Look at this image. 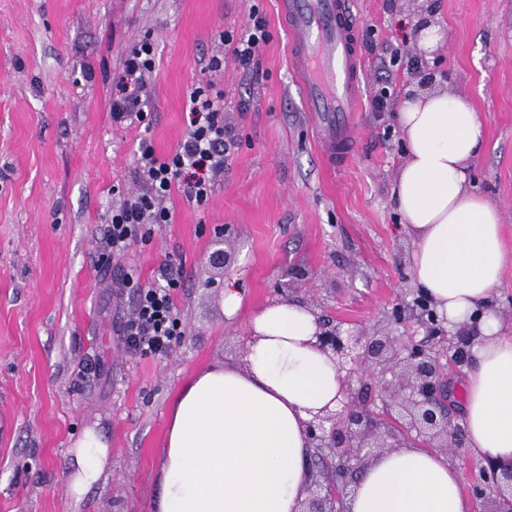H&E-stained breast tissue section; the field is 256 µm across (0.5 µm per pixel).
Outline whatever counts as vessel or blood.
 <instances>
[{
	"instance_id": "1",
	"label": "vessel or blood",
	"mask_w": 512,
	"mask_h": 512,
	"mask_svg": "<svg viewBox=\"0 0 512 512\" xmlns=\"http://www.w3.org/2000/svg\"><path fill=\"white\" fill-rule=\"evenodd\" d=\"M278 11L288 34L290 68L318 129L322 157L329 168H340L362 109L364 71L350 0H278Z\"/></svg>"
}]
</instances>
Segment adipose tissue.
Here are the masks:
<instances>
[{
  "label": "adipose tissue",
  "instance_id": "1",
  "mask_svg": "<svg viewBox=\"0 0 512 512\" xmlns=\"http://www.w3.org/2000/svg\"><path fill=\"white\" fill-rule=\"evenodd\" d=\"M407 153L394 187L414 242L411 267L449 329L478 317L465 384L463 429L475 463L512 462V332L489 310L505 253L497 207L471 186L484 131L466 94L412 93L397 114ZM304 305L275 302L250 320L245 364L194 375L173 402L154 512H300L309 477L305 424L335 406V362L314 346ZM107 443L78 439L71 488L103 473ZM449 457L406 446L383 451L345 496L347 512H471Z\"/></svg>",
  "mask_w": 512,
  "mask_h": 512
}]
</instances>
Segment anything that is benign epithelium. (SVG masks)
I'll return each instance as SVG.
<instances>
[{"mask_svg": "<svg viewBox=\"0 0 512 512\" xmlns=\"http://www.w3.org/2000/svg\"><path fill=\"white\" fill-rule=\"evenodd\" d=\"M415 304L426 316L425 325L445 334L444 319L424 294ZM316 347L342 374L341 400L339 408L325 409L306 423L311 447L323 464L310 471L302 512H343L346 491L369 462L372 448H400L411 435L454 453L466 447L445 400L444 366L433 349L390 330L369 336L322 319ZM372 396L381 401L380 415L369 409ZM473 491L480 499L494 495V512H512V463L487 461Z\"/></svg>", "mask_w": 512, "mask_h": 512, "instance_id": "obj_1", "label": "benign epithelium"}]
</instances>
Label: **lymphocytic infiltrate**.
<instances>
[{"mask_svg": "<svg viewBox=\"0 0 512 512\" xmlns=\"http://www.w3.org/2000/svg\"><path fill=\"white\" fill-rule=\"evenodd\" d=\"M245 33L222 34L235 65L245 74L259 69V49L269 40L267 22L252 13ZM156 66V53L150 40H141L126 54L122 74L112 92L111 114L116 124H145L149 92L146 77ZM188 132L172 153L157 155L149 141L139 145L137 174L140 186L124 194L108 222L106 247L124 255L136 230L147 224H168L172 212L166 205L173 189H182L187 201L205 203L224 177V165L232 136L224 125V94L213 84L192 89L188 96ZM178 286L174 274L139 289L133 317L121 329V341L128 352L162 354L169 350L174 336L180 335V319L173 292Z\"/></svg>", "mask_w": 512, "mask_h": 512, "instance_id": "f902f5d3", "label": "lymphocytic infiltrate"}]
</instances>
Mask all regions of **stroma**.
Instances as JSON below:
<instances>
[{"mask_svg":"<svg viewBox=\"0 0 512 512\" xmlns=\"http://www.w3.org/2000/svg\"><path fill=\"white\" fill-rule=\"evenodd\" d=\"M365 78L352 154L336 171L289 69L277 0H0V512H153L170 408L200 370L241 363L250 316L281 301L314 304L326 319L374 329L393 308L399 334L424 339L413 242L392 194L406 142L396 113L416 84L411 59L437 60L435 87L465 92L485 141L475 190L496 205L505 263L493 308L512 329V0H352ZM445 32L420 50L424 9ZM271 38L261 68L243 74L221 33L252 12ZM156 49L149 125H117L112 82L142 39ZM224 57L212 72L211 57ZM224 94L239 140L204 206L181 190L171 223L144 227L126 257L107 254L108 216L136 188L141 140L172 152L187 131L192 87ZM387 108L372 111L376 98ZM225 236L224 267L210 265ZM177 270L182 336L162 355L127 352L119 329L134 273L153 283ZM242 290L234 319L224 290ZM91 428L107 465L82 497L67 478L69 450Z\"/></svg>","mask_w":512,"mask_h":512,"instance_id":"1","label":"stroma"}]
</instances>
